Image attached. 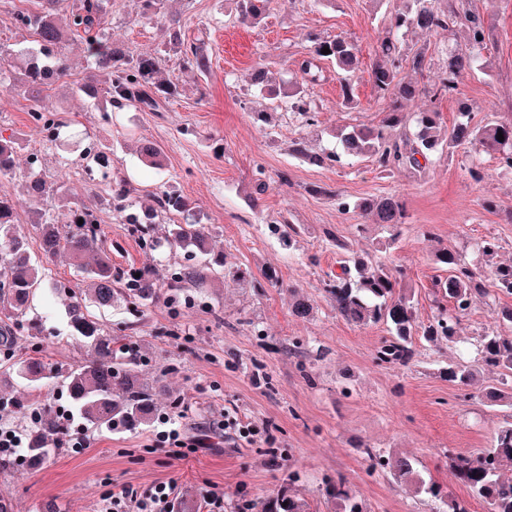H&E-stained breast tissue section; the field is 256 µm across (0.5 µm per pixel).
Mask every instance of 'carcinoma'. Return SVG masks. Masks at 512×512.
Masks as SVG:
<instances>
[{
  "mask_svg": "<svg viewBox=\"0 0 512 512\" xmlns=\"http://www.w3.org/2000/svg\"><path fill=\"white\" fill-rule=\"evenodd\" d=\"M65 0H39L38 8L22 10L21 26L31 32L37 48L28 53L15 79V88L31 102L30 118L37 124L61 128L64 122L56 114L40 105L44 92L54 78L66 69V50L70 36L85 40L84 52L92 59L94 77L77 86V90L102 104L100 112L108 118L109 108L139 106L154 108L160 98L179 95L176 84L158 78L157 57L151 54L132 56L115 46L106 34L110 0H77L68 14L67 27L58 22ZM405 9L390 15L389 30L414 27L427 35H437L453 25H462L468 31L467 43L448 51L447 66L437 83L427 87L403 75L405 66L419 71L424 67L425 49L412 54L401 52L397 42L384 37L379 46L380 61L369 71L370 81L380 98L389 101L388 112L375 127L353 126L337 134L338 150L327 154H311L302 141L294 143L296 158L318 166H330L345 159L368 157L380 171L389 173L400 167L421 168L435 153H453L465 143L483 151L499 154L502 167L512 169V119L492 120L487 117L466 120L443 131L437 121V112L412 113L413 145L405 150L394 131L406 126L407 113L403 104L426 96L434 103L457 90L456 75L471 69L477 61V51L484 47L486 30L484 20L468 7V0H406ZM242 22L257 24L267 11L269 0H235ZM310 57L303 60L301 78L317 80L316 61L326 60L336 68V77L342 87V102L353 108V83L360 71L356 45L348 38H311ZM162 45L179 54L183 69L196 77H205L210 65L204 43L190 41L181 27L173 25L163 30ZM329 49L323 54L321 50ZM251 86L270 96H283L291 112L312 125L315 110L300 96V91L286 92L276 86L270 72L264 67L254 70ZM503 134L504 140L498 139ZM22 149L19 139L0 135V176L15 175V156ZM62 185L41 176L29 174L22 179V195L35 206L53 205L62 196ZM131 189L124 179L110 181L109 203L122 214L127 224L134 223L135 213L127 204ZM155 214L188 215L193 207L180 192L168 189L156 196ZM338 207L356 211L370 224H381L392 229L406 223L407 214L396 196L351 199L336 195ZM20 201L0 195V299L7 307L0 310L3 320L0 328L7 331L20 326L26 316L28 303L37 290L44 286L42 269L65 248L73 264L88 283V295L100 308L119 302L145 303L162 297L158 279L146 272L131 269L123 278V286L112 278V259L108 250L99 246L101 226L97 210L83 202L68 206L63 220L48 222L37 210L36 224L40 231L41 260L31 257L26 242L15 233L16 213ZM83 224H78V220ZM171 241L190 253L194 262L183 265L175 273L172 287L200 288L216 269L209 259V234L201 219L187 224H175L170 229ZM495 238L483 240L482 255L492 263L491 287L512 295V263H495L498 252ZM436 264L448 271V276L434 284V301L446 300L453 312L442 309L428 323H417L414 294L401 288L403 272L388 268L374 260L372 255L357 256L343 261L341 272L329 275L324 292L336 315L356 326L383 324L389 336L375 350L379 364L405 366L414 356L413 338L423 336L432 344L453 343L458 336L459 315L466 312L473 300L490 295L485 282L461 255L446 248L434 252ZM67 326L71 334L84 338L93 349V357L64 371L55 370L40 358L32 357L18 370V377L34 388L49 380L59 379L67 394V410L87 428L134 429L151 423L157 410V387L145 381L137 370L136 356L121 359L114 355L112 337L105 336L97 322L91 319L82 300L75 299L68 306ZM477 362L483 367L499 369L512 376V336L492 331L480 336L476 345ZM439 374L463 390L462 397H472L476 372L467 365L453 361L440 367ZM482 396L491 407L512 410V387H487ZM34 435L27 456L42 461L51 449L46 447L47 433L60 430L58 412L50 407L36 413ZM371 466L385 469L397 482L411 487L416 494H424L444 504L448 512H468L467 502L449 497L443 488L423 477L415 458L403 453L381 455L366 449ZM453 477L469 491L472 498L484 503L487 512H512V422L495 431L491 447L469 456L453 455L448 464ZM325 498L334 502L336 512H367L361 499L351 490L347 480L339 475L322 486ZM246 512H311L309 502L296 489L294 479L280 485L276 492L253 500Z\"/></svg>",
  "mask_w": 512,
  "mask_h": 512,
  "instance_id": "cac0c4a2",
  "label": "carcinoma"
}]
</instances>
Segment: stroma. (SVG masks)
Instances as JSON below:
<instances>
[{"label": "stroma", "instance_id": "stroma-1", "mask_svg": "<svg viewBox=\"0 0 512 512\" xmlns=\"http://www.w3.org/2000/svg\"><path fill=\"white\" fill-rule=\"evenodd\" d=\"M469 5L487 26L484 66L461 72L458 94L433 105L446 127L466 109L480 117H512V0H469ZM392 8L391 0L380 5L335 0L326 6L317 0H271L267 17L253 26L237 19L232 0H167L165 17L178 20L187 39L205 42L211 71L198 81L182 69L177 54L163 50L161 21L141 18L139 0H112L108 32L113 42L132 55H156L162 78L178 84L181 93L156 109H116L111 121H102L93 101L76 90L92 70L82 39L72 37L68 69L42 101L69 121L54 142L34 128L30 103L12 89L11 73L0 74V135L15 136L23 145L18 173H26L29 153H39V175L97 206L114 275L135 268L166 277L186 263L188 254L165 240L173 217L158 216L154 238L146 241L119 213L100 207L108 182L84 172L81 150L89 139L112 147V174L130 184L131 211L151 213L155 195L166 189L188 197L226 267L207 288L171 291L170 302L137 312L119 303L96 313L116 354L137 347L144 377L161 380L166 388L158 397L159 416L178 419L184 438L199 444V451L176 461L156 446L155 426L89 430L73 421L68 434L87 441L83 452L59 447L43 462L0 463V503L7 512H98L102 492L126 488L140 494L158 482L173 483L178 499L216 486L224 494V512H238L242 502L273 492L293 472L313 512H334L319 486L339 475L367 512H438V502L371 470L369 447L411 455L422 474L442 484L450 497L467 498L466 488L448 471L446 451L471 455L490 447L495 429L512 413L490 408L477 396L460 400L456 386L438 370L451 361L476 366L478 339L499 330L494 310L512 305V296L493 293L475 300L461 317L460 344L437 347L417 336L409 365H381L374 352L388 334L385 325L347 323L323 293L324 280L340 260L325 235L337 234L355 252H377L389 267L405 269L417 320L428 323L435 312L431 285L443 275L432 258L434 247L456 251L486 274L490 267L478 245L493 237L500 245L498 261L512 260V172L500 167L496 155L468 145L449 159L433 156L425 169L401 168L386 177L368 158L320 167L290 154L294 140L328 153L336 149L337 128L381 123L387 106L378 101L368 71ZM312 32L350 37L363 70L353 87L357 105L352 109L342 104L331 64H324L320 81L305 84L316 107V124L310 127L287 112L282 99L262 98L251 87L250 74L261 64L291 81L308 54ZM466 41L461 26L433 37L415 29L399 35L402 49L428 48L425 68L412 75L421 84L436 79L448 50ZM262 110L270 113V122L256 120ZM144 139L161 148L162 167L141 158L138 145ZM475 161L485 174L478 183L468 175ZM259 176L268 184L260 196L254 193ZM311 184L330 189V196L310 195ZM338 193L399 195L408 222L396 237L379 225L358 236L362 218L338 208ZM488 198L497 201V209L484 208ZM281 217L302 228L292 245L271 232ZM268 267L277 270L279 285L264 282ZM236 269L245 279L233 277ZM46 280L27 316L41 336L24 330L12 349L0 348V397L8 400L0 407V427L26 435L32 431L27 413L59 407L62 388L30 390L12 364L36 356L67 368L92 356L90 345L69 332L65 296L50 290L59 282L78 290L81 274L62 255L47 264ZM297 294L312 305L309 317L292 315ZM294 339L303 343L302 356L288 353ZM248 425L256 435L241 436L240 427Z\"/></svg>", "mask_w": 512, "mask_h": 512}]
</instances>
